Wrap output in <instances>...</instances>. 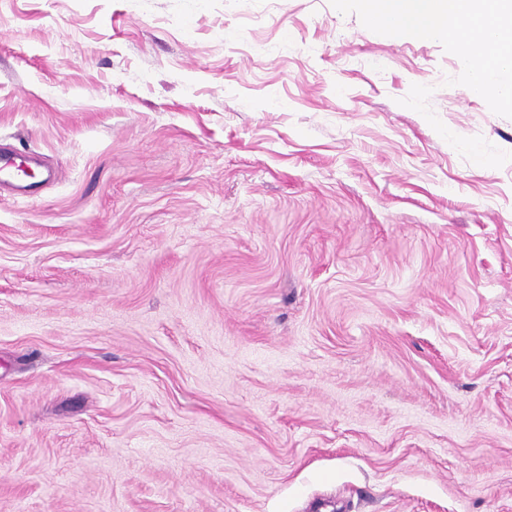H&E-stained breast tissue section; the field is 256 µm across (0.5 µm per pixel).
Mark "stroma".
<instances>
[{
	"mask_svg": "<svg viewBox=\"0 0 512 512\" xmlns=\"http://www.w3.org/2000/svg\"><path fill=\"white\" fill-rule=\"evenodd\" d=\"M469 76L358 0H0V145L52 174L0 194V512H512Z\"/></svg>",
	"mask_w": 512,
	"mask_h": 512,
	"instance_id": "35a3bbf8",
	"label": "stroma"
}]
</instances>
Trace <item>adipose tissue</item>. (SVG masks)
I'll return each mask as SVG.
<instances>
[{"label":"adipose tissue","mask_w":512,"mask_h":512,"mask_svg":"<svg viewBox=\"0 0 512 512\" xmlns=\"http://www.w3.org/2000/svg\"><path fill=\"white\" fill-rule=\"evenodd\" d=\"M361 7L373 27L447 36L472 64L468 93L512 102V0H361Z\"/></svg>","instance_id":"obj_1"}]
</instances>
